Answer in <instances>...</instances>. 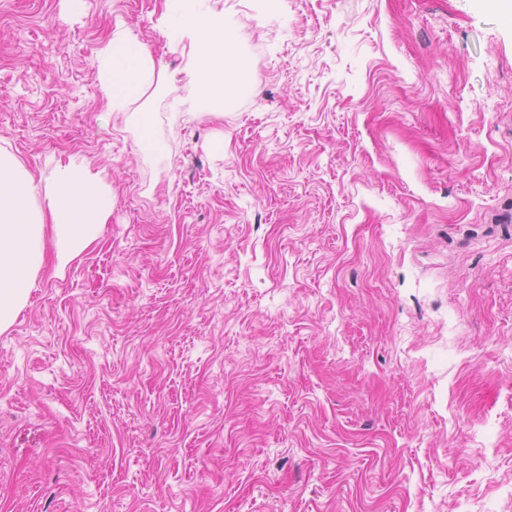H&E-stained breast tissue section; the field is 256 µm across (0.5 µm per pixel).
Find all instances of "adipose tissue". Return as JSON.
Wrapping results in <instances>:
<instances>
[{
	"label": "adipose tissue",
	"mask_w": 512,
	"mask_h": 512,
	"mask_svg": "<svg viewBox=\"0 0 512 512\" xmlns=\"http://www.w3.org/2000/svg\"><path fill=\"white\" fill-rule=\"evenodd\" d=\"M166 20L171 40L194 32L209 45L198 61L195 95L203 106L219 105L224 77L216 69L228 43L226 27L212 20L205 0H168ZM141 58L136 43L112 44L107 81L113 99L123 98L138 83ZM40 195L45 206L32 208ZM111 209V196L99 192L75 165H58L50 184L43 187L16 159L0 153V331L24 306L33 274L47 257L61 261L87 247Z\"/></svg>",
	"instance_id": "obj_1"
}]
</instances>
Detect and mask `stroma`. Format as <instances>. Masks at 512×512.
<instances>
[{
  "instance_id": "obj_1",
  "label": "stroma",
  "mask_w": 512,
  "mask_h": 512,
  "mask_svg": "<svg viewBox=\"0 0 512 512\" xmlns=\"http://www.w3.org/2000/svg\"><path fill=\"white\" fill-rule=\"evenodd\" d=\"M206 7L252 51L220 110L166 0H0V151L112 196L0 332V512H512V23ZM141 58L142 48L135 42L116 41L111 45V67L106 77L113 100L125 97V91L139 82Z\"/></svg>"
}]
</instances>
